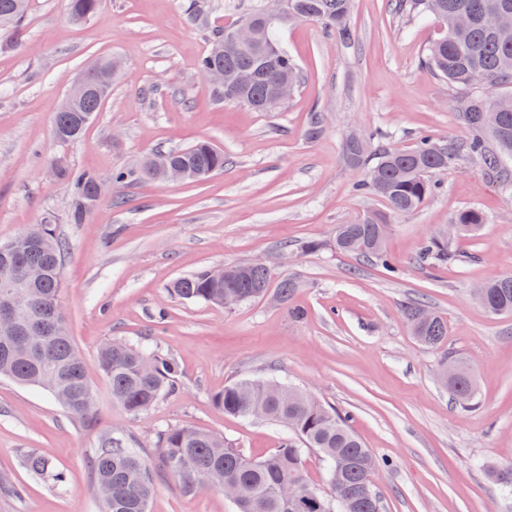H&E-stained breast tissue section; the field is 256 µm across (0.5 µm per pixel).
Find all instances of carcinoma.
<instances>
[{"label": "carcinoma", "instance_id": "obj_1", "mask_svg": "<svg viewBox=\"0 0 512 512\" xmlns=\"http://www.w3.org/2000/svg\"><path fill=\"white\" fill-rule=\"evenodd\" d=\"M301 18L321 23L328 31L348 42L352 32L346 25L351 0H286ZM101 0H67L70 18L81 23L98 16ZM410 6L433 17L443 28L440 38L427 48L426 65L436 75L459 90L457 122L472 133L465 142L437 141L425 137L408 149L382 148L371 154V135L356 141L348 136L344 153L354 167L367 168L366 178L356 190L381 198L384 212H369L352 224L336 227V251L391 267L385 248L389 218L417 210L434 195L438 184L431 173L457 165L466 158L479 160L486 174L499 186L512 190V0H409ZM29 0H0V40L16 45L24 32ZM497 11L499 20L490 27L486 17ZM292 22L284 15L269 23L264 9L258 8L238 23L255 28L252 44L228 48L220 53L229 25L212 35V49L200 60L199 70L215 65L231 75L251 66H261L259 76L249 85L230 94L216 90L226 102L244 104L258 112H275L283 102L272 97L281 81L297 84V64L288 48L277 39L278 29ZM482 87L501 89L490 98L472 94ZM111 86L91 92L84 99L56 112L53 133L63 142L82 138ZM163 157L190 171L217 173L224 170V152L207 142L158 152L144 157L137 169L116 171L112 183L127 178L153 181L161 178L155 160ZM70 186L67 217L81 224L90 212L88 203L95 191L98 175L80 170H62ZM452 223L462 236L476 233L486 223L478 209L456 214ZM27 232L36 237L35 245L22 256L29 267L41 269L42 276L29 287L0 272V301L18 294L33 321L47 318L52 308L62 303L61 268L66 243L51 224H33ZM456 254L448 238H429L415 256L419 265H440L454 261ZM244 271L222 280L212 269H202L175 279L169 285L171 295L187 301L224 306V297L238 303L262 297L270 285V270L261 262L243 264ZM475 299L494 315H512V277L502 278L475 289ZM413 335L423 345H440L448 335L444 319L416 303L406 308ZM453 375L444 384L460 408L472 406L476 382L472 368L464 359L451 356ZM96 366L107 383L112 403L130 415H136L175 390L178 365L174 358L121 339L105 342L96 357ZM0 376L47 391L75 420L96 425L98 406L82 405L83 391L89 388L86 363L75 348L66 322L60 321L51 335L20 328L12 334V345L0 349ZM213 405L227 415L252 418L260 415L285 430L278 448L261 460H253L229 445L224 437L192 427L167 428L157 437V451L164 469L178 480L186 493L199 488L198 479L209 478L217 486L235 492L237 512H381L379 496L371 480L378 462L341 415L318 401L310 393L282 383L246 379L224 386L212 397ZM316 450L325 465L331 492L326 494L309 485L304 477L305 451ZM26 469L61 486L67 475L51 460L32 451L25 456ZM96 484L109 483L112 499L102 500L104 512H148L157 485L151 465L131 448L121 432L106 434L91 461ZM490 477L508 495L512 494V463L489 468ZM303 484L307 501L294 506L283 485Z\"/></svg>", "mask_w": 512, "mask_h": 512}]
</instances>
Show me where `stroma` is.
Listing matches in <instances>:
<instances>
[{"label": "stroma", "instance_id": "obj_1", "mask_svg": "<svg viewBox=\"0 0 512 512\" xmlns=\"http://www.w3.org/2000/svg\"><path fill=\"white\" fill-rule=\"evenodd\" d=\"M104 0L77 25L66 0H30L18 45L0 47V240L53 220L66 242L63 304L70 334L100 399L95 426L75 422L43 390L0 378V512H101L91 459L102 435L126 433L158 471L150 512H236L210 489L185 494L163 471L157 435L190 426L224 436L259 460L284 431L229 416L212 403L225 385L275 379L349 414L380 460L372 476L381 512H512L485 470L512 462V315H493L471 288L512 276V192L482 166L463 161L436 173L441 188L416 211L392 217L388 253L398 269L336 252L337 225L383 208L357 192L365 169L349 165L344 140L374 133L375 144L407 148L420 137L463 139L456 88L424 64L441 33L430 17L398 13L396 0H351L345 43L320 23L279 31L300 82L278 112H256L216 97L198 62L214 30L264 0ZM124 67L101 112L75 143L58 142L52 120L81 70L100 57ZM207 141L224 151V170L198 182L113 185L81 224L68 223L69 191L58 166L113 171L160 150ZM123 198L122 206L112 203ZM487 217L479 233L453 242L457 261L422 267L414 256L445 233L461 210ZM317 252L301 251L306 241ZM267 263L276 282L294 279L288 302L277 290L234 309L170 295L169 284L205 268ZM419 301L443 316L448 335L422 346L404 316ZM121 337L173 357L177 389L151 408L113 405L95 359ZM470 361L477 404L456 406L437 376L446 356ZM36 450L63 469L53 485L22 465Z\"/></svg>", "mask_w": 512, "mask_h": 512}]
</instances>
